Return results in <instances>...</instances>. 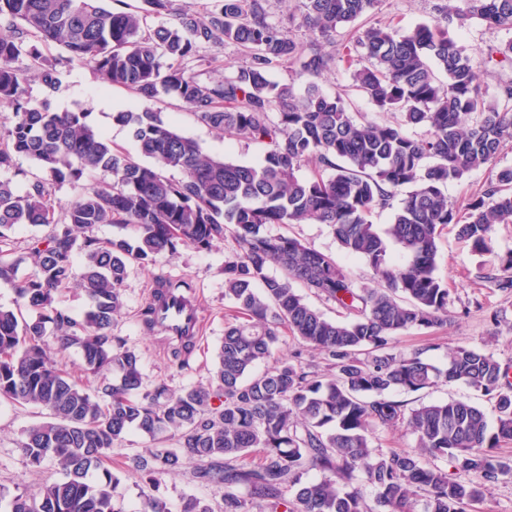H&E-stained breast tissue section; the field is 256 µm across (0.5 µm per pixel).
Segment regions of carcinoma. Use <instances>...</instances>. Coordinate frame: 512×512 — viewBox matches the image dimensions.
<instances>
[{
  "mask_svg": "<svg viewBox=\"0 0 512 512\" xmlns=\"http://www.w3.org/2000/svg\"><path fill=\"white\" fill-rule=\"evenodd\" d=\"M143 2L123 11L103 0H0V16L21 22L14 35L0 36V106L13 114L0 131V169L23 156L44 173L22 192L0 180V242L19 226L48 228L25 255L0 250V284L16 288L21 301L15 310L0 307V399L48 411L21 448L30 467L54 460L62 471L36 492L16 495L10 512H126L120 478L105 463L132 430L167 442L132 459L133 471L153 487L194 462L193 480L218 489L217 505L189 496L182 512H467L512 475V457L498 452L512 441L508 373L493 354L468 346L448 348L441 368L419 354L394 353L392 343L409 328L448 321V288L436 275L441 231L452 224L483 251L494 225L512 223V167L497 172L462 220L444 192L512 141V84L486 100L478 61L456 45L449 27L477 18L512 29V0L443 5L433 23L409 32L361 29L352 90L398 113L395 123L355 116L346 91L332 97L316 83L335 63L337 30L379 0H303L301 25L312 34L305 46L262 0H215L212 10L155 28L146 26L147 16L167 11L170 0ZM39 43L63 47L147 102L173 95L212 130L262 141L268 150L257 166L211 156L147 107L113 115L158 167L138 163L88 123L89 113L55 112L32 99L29 71L15 67L20 57L30 58L45 87L60 82ZM226 43L248 59L229 76L200 80L189 62L200 49ZM288 61L298 76L312 78L301 92L269 78ZM407 127H425L427 136L409 135ZM309 161L318 173L299 178ZM161 167L181 178L164 176ZM83 178L94 182L56 212L53 189ZM376 209L394 212L383 230L371 221ZM306 222L330 226L341 248L365 261L384 287H360L334 258L268 232L273 224ZM98 224H131L136 236L101 240L92 234ZM228 235L239 250L224 261V297L247 322L225 326L208 384L174 391L159 380L144 389L139 355L111 332L130 268L181 247L207 250ZM391 241L408 254L401 265L390 262ZM77 254L84 259L79 275ZM28 258L38 274L21 279ZM271 266L281 276L268 275ZM483 278L511 290L512 254ZM296 281L335 303L344 319L325 317L292 288ZM71 284L88 301L81 321L53 306L57 291ZM165 288L190 291L183 282L153 289L141 312L148 331L156 330L154 301ZM281 326L322 355L328 372L278 360L252 374L256 363L274 357ZM71 347L85 373L110 367L113 378L92 386L60 368L58 355ZM193 349L192 340L170 342V362L183 367ZM440 382L490 396L494 421L465 400L407 413L389 398ZM399 426L416 436L414 447L373 444L376 430ZM445 458L454 463L453 477L436 464ZM95 471L101 475L92 481Z\"/></svg>",
  "mask_w": 512,
  "mask_h": 512,
  "instance_id": "1",
  "label": "carcinoma"
}]
</instances>
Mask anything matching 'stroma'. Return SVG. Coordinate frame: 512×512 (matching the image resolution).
<instances>
[{
	"label": "stroma",
	"mask_w": 512,
	"mask_h": 512,
	"mask_svg": "<svg viewBox=\"0 0 512 512\" xmlns=\"http://www.w3.org/2000/svg\"><path fill=\"white\" fill-rule=\"evenodd\" d=\"M440 0H380L370 15L373 23L391 24L403 30L431 22ZM458 46L465 53L482 58L478 70L479 83L487 98L498 95L501 86L512 83V63L504 61L500 51L512 41V30L487 26L471 19L455 31ZM45 57L55 63L60 73V85L47 89L40 81L29 84L34 99L48 101L58 112H85L95 129L102 132L116 147L131 158H138L137 143L130 129L118 124L113 113L137 112L144 101L132 91L110 85L93 67L69 60L60 46L44 48ZM246 60L245 51L228 44L219 49H204L192 67L201 80L207 81L231 74ZM153 109L181 134L196 140L208 154L245 165L259 164L266 151L265 144L235 135H221L199 122L175 97L164 96L153 102ZM512 167V141L505 143L492 163L468 172L462 179L449 182L446 193L456 207H464L479 196L497 171ZM291 235L307 246L335 257L337 264L358 285L378 287L372 269L362 260L343 251L328 225L316 222L294 224ZM232 239L215 243L212 249L197 251L180 248L178 253L161 258L147 268H132L122 285L123 305L112 323L113 335L122 337L128 348L141 358L144 388H151L160 379L173 389L206 382L216 363V353L224 335L226 320L234 317L236 307L224 297V260L236 251ZM512 254V224L495 225L487 251H475L470 242L459 238L455 228H446L441 237L437 257V275L448 287L446 324L404 331L394 342L395 352L422 353L435 364H443L449 346L466 345L486 350L512 370V290L504 292L484 280L485 272L498 268L501 260ZM185 280L192 284L202 304L203 319L199 338L185 369L171 366L168 343L161 333L143 329L140 313L156 282ZM397 400L407 408L450 399L468 400L491 409L488 396L461 383H442L418 392H400ZM46 411L15 407L0 403V512H9L10 500L32 491L38 484L52 482L62 476L59 466L45 462L41 469L29 467L20 443L31 426L47 420ZM155 440L136 430L112 450L111 470L121 480L119 490L127 512H139L142 497L151 487L140 474L126 470L130 458L155 447ZM192 464L163 476L159 494L168 512H181L186 497L194 495L210 501L218 500L214 488L195 484L191 478Z\"/></svg>",
	"instance_id": "obj_1"
}]
</instances>
